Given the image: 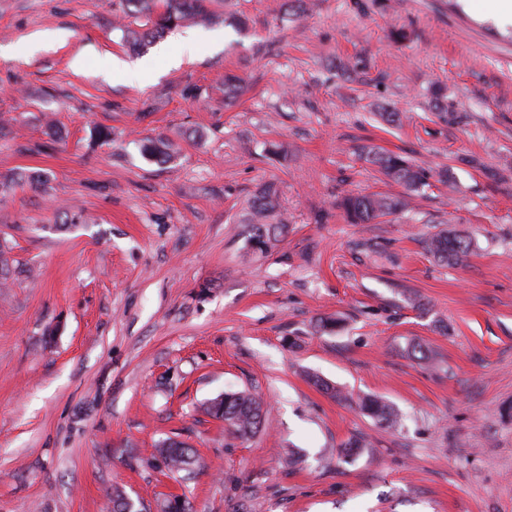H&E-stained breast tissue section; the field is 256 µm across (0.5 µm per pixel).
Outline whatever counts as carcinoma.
<instances>
[{"label":"carcinoma","instance_id":"1","mask_svg":"<svg viewBox=\"0 0 512 512\" xmlns=\"http://www.w3.org/2000/svg\"><path fill=\"white\" fill-rule=\"evenodd\" d=\"M215 0H120L121 11L127 18L144 20V27L127 30L129 44L138 49L146 43L163 36L173 27L199 23L213 16ZM361 154L378 166L386 176L407 189L398 196L351 195L344 196L339 207L352 224H370L373 221L396 214L408 207L410 193L426 185L428 172L397 154L382 153L365 146ZM143 152L149 158L166 162L170 153L160 140H150L143 145ZM278 189L275 183L261 184L249 202L248 224L251 230L248 243L253 250L264 251L275 232L285 231L287 225L271 223L277 206ZM474 243L467 236L454 230H442L430 236L425 242L427 252L438 262L458 266L465 263L473 251ZM355 405L387 428L399 424L398 413L384 401L357 396ZM207 413L224 422L238 438L248 440L261 430L264 424L263 406L260 398L249 390L225 392L207 407ZM154 456L157 467L173 475L187 471L196 463L194 449L186 443L168 438L160 442Z\"/></svg>","mask_w":512,"mask_h":512}]
</instances>
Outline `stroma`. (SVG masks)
Returning <instances> with one entry per match:
<instances>
[{"mask_svg": "<svg viewBox=\"0 0 512 512\" xmlns=\"http://www.w3.org/2000/svg\"><path fill=\"white\" fill-rule=\"evenodd\" d=\"M237 2L245 30L203 24L223 45L176 70L146 48L130 83L105 66L133 55L118 0H0V176L36 181L0 190L18 271L0 288V512H108L117 485L193 512H512V13ZM47 31L63 41L13 54ZM146 138L171 160L146 159ZM361 145L434 169L411 211L346 221L342 196L403 191ZM265 182L288 232L260 253L246 219ZM445 227L472 238L466 264L425 252ZM243 389L266 404L245 442L203 411ZM168 437L196 448L191 479L156 469ZM355 405L364 413L374 418L377 423L387 428H396L399 424L398 413L381 399L369 396H357Z\"/></svg>", "mask_w": 512, "mask_h": 512, "instance_id": "obj_1", "label": "stroma"}]
</instances>
